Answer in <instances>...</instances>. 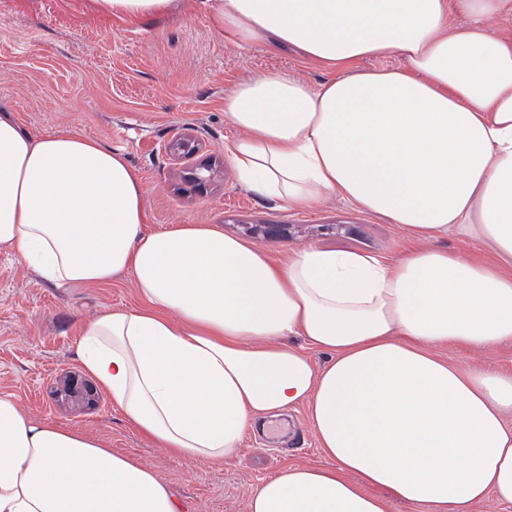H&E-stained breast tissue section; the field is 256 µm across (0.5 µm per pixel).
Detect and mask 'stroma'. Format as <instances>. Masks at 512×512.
<instances>
[{
  "instance_id": "35a3bbf8",
  "label": "stroma",
  "mask_w": 512,
  "mask_h": 512,
  "mask_svg": "<svg viewBox=\"0 0 512 512\" xmlns=\"http://www.w3.org/2000/svg\"><path fill=\"white\" fill-rule=\"evenodd\" d=\"M289 73L317 85L329 71L270 41L223 36L195 0H175L163 16L105 23L84 0H0V114L35 135L75 132L127 158L148 190L145 233L176 224H212L267 252L277 262L291 250L399 259L411 243L402 227L330 198L295 210L240 184L227 150L237 129L224 115V95L260 75ZM191 135L198 152L172 159L165 147ZM214 163L213 186L198 189L188 174ZM281 224L268 239L252 226ZM131 273L91 287L56 288L0 251V395L12 396L37 421L102 439L152 467L173 489L181 512H245L251 494L288 465L329 466L305 410L278 428L246 432L221 462L180 460L141 436L107 394L95 404L59 393V378L86 379L77 348L83 321L109 307L143 306ZM448 361L512 374V344L489 349L440 348Z\"/></svg>"
}]
</instances>
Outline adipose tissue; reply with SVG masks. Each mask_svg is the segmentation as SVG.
<instances>
[{"label":"adipose tissue","mask_w":512,"mask_h":512,"mask_svg":"<svg viewBox=\"0 0 512 512\" xmlns=\"http://www.w3.org/2000/svg\"><path fill=\"white\" fill-rule=\"evenodd\" d=\"M174 0H87L138 20ZM223 35L330 68L224 96L242 185L294 209L337 197L430 241L394 262L314 246L278 265L210 224L147 234L126 157L0 115V250L57 288L131 272L145 304L82 325L86 372L175 458L223 461L246 429L305 408L332 469L293 465L247 512H430L512 505V376L436 347L512 342V0H197ZM473 17L448 23L449 10ZM398 56V67L353 62ZM457 233L485 260L437 247ZM301 337L305 348L288 344ZM327 361L315 365L308 349ZM0 512H180L153 469L0 396Z\"/></svg>","instance_id":"1"}]
</instances>
